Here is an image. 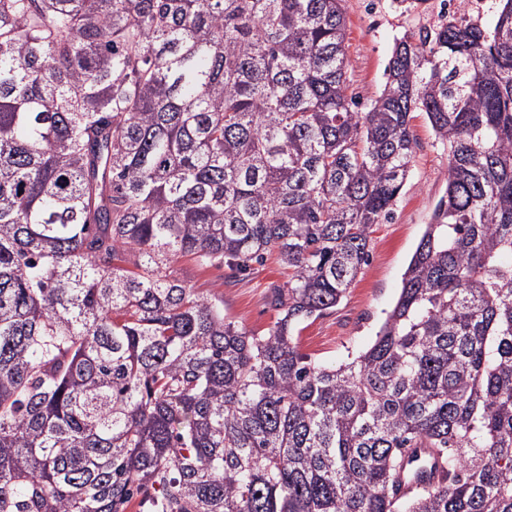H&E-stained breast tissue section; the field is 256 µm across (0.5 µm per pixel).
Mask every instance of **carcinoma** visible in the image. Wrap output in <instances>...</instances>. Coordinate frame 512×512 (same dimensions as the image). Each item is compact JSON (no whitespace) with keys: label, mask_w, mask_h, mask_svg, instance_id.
<instances>
[{"label":"carcinoma","mask_w":512,"mask_h":512,"mask_svg":"<svg viewBox=\"0 0 512 512\" xmlns=\"http://www.w3.org/2000/svg\"><path fill=\"white\" fill-rule=\"evenodd\" d=\"M343 0H0V512H512V0L399 39ZM448 183L372 344L300 352L411 172ZM274 255L256 335L172 276ZM406 448L445 478L407 497ZM350 66L348 95L362 108L384 85V69L397 39L436 26L448 16V0H344Z\"/></svg>","instance_id":"obj_1"}]
</instances>
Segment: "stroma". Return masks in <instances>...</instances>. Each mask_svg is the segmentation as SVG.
<instances>
[{
	"label": "stroma",
	"instance_id": "1",
	"mask_svg": "<svg viewBox=\"0 0 512 512\" xmlns=\"http://www.w3.org/2000/svg\"><path fill=\"white\" fill-rule=\"evenodd\" d=\"M350 66L348 93L369 106L384 85V69L397 39L436 26L448 13V0H344ZM411 129L418 142L414 167L391 219L375 225L371 256L346 298L329 315L307 321L299 332L302 353L323 362L346 361L366 349L386 311L395 303L409 260L429 224L448 181V152L424 113H414ZM171 270L177 278L224 296V313L248 330L266 333L279 316L270 303L286 273L276 259L252 265L240 278L225 268L203 270L182 258Z\"/></svg>",
	"mask_w": 512,
	"mask_h": 512
}]
</instances>
